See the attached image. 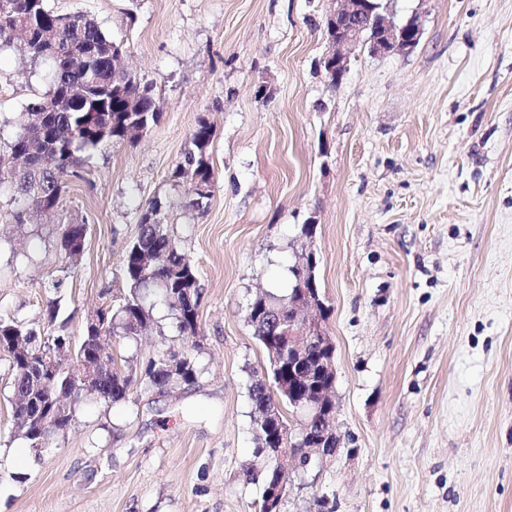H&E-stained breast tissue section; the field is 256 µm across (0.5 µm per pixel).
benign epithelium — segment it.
<instances>
[{
	"instance_id": "benign-epithelium-1",
	"label": "benign epithelium",
	"mask_w": 512,
	"mask_h": 512,
	"mask_svg": "<svg viewBox=\"0 0 512 512\" xmlns=\"http://www.w3.org/2000/svg\"><path fill=\"white\" fill-rule=\"evenodd\" d=\"M325 38L330 46L322 66L333 82H339L348 68V58L343 48L361 43L372 55L409 53L420 43L421 26L415 17L405 22L394 19L389 0H336V9L325 16ZM316 260L311 251H301L292 266L294 279L288 294V317L278 322V335L288 337V377L294 383L290 397L294 413L283 422L280 413L267 412L271 424L276 426L271 441L282 472L280 482L267 495L266 512H274L290 490L288 460L295 459L302 468L307 467L316 454L321 457L338 453L342 438L336 432L335 407L331 391L335 382L333 366L334 348L325 329L328 306L321 299L316 287ZM106 332L97 336L95 353L76 356L65 350V344L49 346L32 360L33 375L54 390L58 378H64L63 387L71 393L100 397L102 377L112 370L111 351L105 346ZM318 346L321 356L315 358L318 376L326 378L325 384L317 383L306 372L308 348ZM60 402L47 407L38 419L39 431L34 450L42 451L48 444V431L56 430Z\"/></svg>"
}]
</instances>
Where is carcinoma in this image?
<instances>
[{"label":"carcinoma","instance_id":"1","mask_svg":"<svg viewBox=\"0 0 512 512\" xmlns=\"http://www.w3.org/2000/svg\"><path fill=\"white\" fill-rule=\"evenodd\" d=\"M9 9L0 4V47L15 42L33 58H38L39 43L33 37L26 39L19 31L29 28V21L53 20L59 13L51 9L47 0H8ZM48 37L56 46L51 59L52 73L48 89L35 96L19 117V130L11 143L0 151V164L28 148L30 136L38 133L37 121L43 110L42 104L50 106V130L54 134L74 131L75 137L50 141L45 146L49 166L42 170V194L29 192L23 180L9 181L8 173L0 169V184L8 183L14 200L24 208L14 215L15 223H24L32 212L44 207H55L62 188V181L75 173L83 163L82 154L108 142L125 140L124 132L129 121L135 120L150 129L156 125L162 113L156 107L152 87L141 83L127 68L112 66V58L102 57L88 62H79L74 55L96 48L103 53L115 42L98 23L84 13L65 14V21L48 31ZM214 138L213 126L205 120L198 122L191 134L190 148L176 163L172 178L189 180L187 205L198 210L212 193L213 171L208 157V148ZM147 253L158 258L159 264L149 277L140 275L137 269V254ZM127 284L125 303L117 309H105L108 333L120 340L136 341L154 326L150 300L161 299L173 312L179 334L195 337L198 329V313L186 307L183 296L186 288H199L197 269L192 259L168 235L162 221L139 224L135 241L129 246L124 263ZM266 307L249 320L254 336L261 344L275 334L280 312L288 296L271 291L262 293ZM25 337L36 354L48 346V342L34 328L19 321L0 319V338L8 341L13 334ZM271 381L281 398L279 406L288 408V379L286 362L268 359ZM13 372L12 389H24L39 398L42 392L31 382L27 367L18 360H10ZM141 378L160 391L182 384L191 385L197 380V371L190 360L170 354L150 361L141 372ZM263 378L254 380L250 386V397L254 404L253 424L255 455L263 474L262 497L272 488L276 480L273 465L265 459L264 439L259 433V412L274 404ZM134 376L123 365H115L112 372L100 382L101 400L118 403L128 398Z\"/></svg>","mask_w":512,"mask_h":512}]
</instances>
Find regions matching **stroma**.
<instances>
[{
  "instance_id": "1",
  "label": "stroma",
  "mask_w": 512,
  "mask_h": 512,
  "mask_svg": "<svg viewBox=\"0 0 512 512\" xmlns=\"http://www.w3.org/2000/svg\"><path fill=\"white\" fill-rule=\"evenodd\" d=\"M48 4L128 42L162 118L92 152L48 217L16 224L0 187V318L80 339L91 311L122 303L126 249L158 199L198 269V334L180 336L159 302L152 332L112 349L137 372L186 354L198 379L83 399L37 455L15 433L0 353V512H256L249 387L267 360L248 306L289 288L304 248L331 309L345 446L290 464L282 512L323 495L335 512H512V0H392L396 20L417 17V48L353 46L335 85L318 68L331 0ZM49 73L0 48L1 148ZM202 119L215 183L195 211L171 173ZM69 224L87 227L74 263Z\"/></svg>"
}]
</instances>
